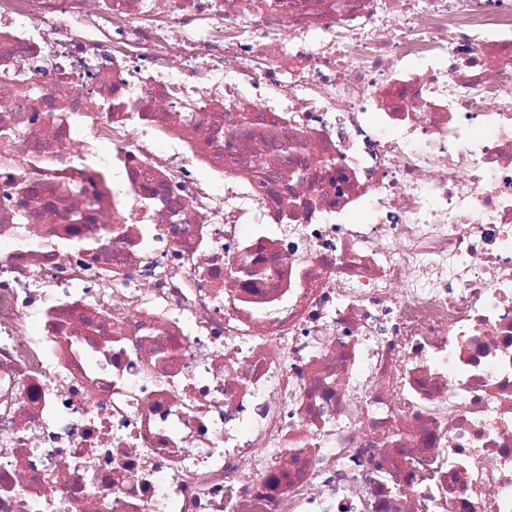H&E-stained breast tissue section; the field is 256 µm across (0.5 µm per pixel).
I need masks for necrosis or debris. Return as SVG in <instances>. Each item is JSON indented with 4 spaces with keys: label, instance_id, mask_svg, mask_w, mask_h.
<instances>
[{
    "label": "necrosis or debris",
    "instance_id": "obj_1",
    "mask_svg": "<svg viewBox=\"0 0 512 512\" xmlns=\"http://www.w3.org/2000/svg\"><path fill=\"white\" fill-rule=\"evenodd\" d=\"M0 512H512V0H0Z\"/></svg>",
    "mask_w": 512,
    "mask_h": 512
}]
</instances>
